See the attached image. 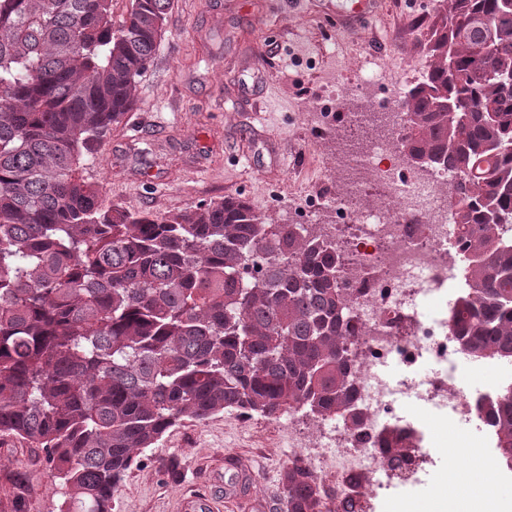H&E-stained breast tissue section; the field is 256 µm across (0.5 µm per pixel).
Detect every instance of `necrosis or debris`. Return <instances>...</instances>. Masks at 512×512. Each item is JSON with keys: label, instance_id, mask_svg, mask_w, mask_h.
<instances>
[{"label": "necrosis or debris", "instance_id": "1", "mask_svg": "<svg viewBox=\"0 0 512 512\" xmlns=\"http://www.w3.org/2000/svg\"><path fill=\"white\" fill-rule=\"evenodd\" d=\"M390 133L345 156L343 168L382 191L374 204L351 208L339 200L335 221L321 230L342 256L340 276L354 313L349 337L353 406L361 421L330 419L308 427L288 416L286 432L297 457L336 499L355 512H512V479L495 454L497 430L488 416L512 371L497 361L458 362L463 346L451 327V284L460 259L449 222L451 178L442 168L404 165L398 144L400 113ZM428 498L415 490L426 475Z\"/></svg>", "mask_w": 512, "mask_h": 512}]
</instances>
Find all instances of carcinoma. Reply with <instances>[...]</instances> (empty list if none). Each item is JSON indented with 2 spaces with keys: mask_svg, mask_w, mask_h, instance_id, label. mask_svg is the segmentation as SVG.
<instances>
[{
  "mask_svg": "<svg viewBox=\"0 0 512 512\" xmlns=\"http://www.w3.org/2000/svg\"><path fill=\"white\" fill-rule=\"evenodd\" d=\"M0 0V437L45 449L64 512H112L136 457L224 411L350 415L351 307L311 224L227 196L133 214L78 176L133 109L174 0ZM400 106L404 157L448 170L463 248L453 326L512 362V0H451ZM512 463V388L493 404ZM279 512L335 490L300 458Z\"/></svg>",
  "mask_w": 512,
  "mask_h": 512,
  "instance_id": "cac0c4a2",
  "label": "carcinoma"
}]
</instances>
